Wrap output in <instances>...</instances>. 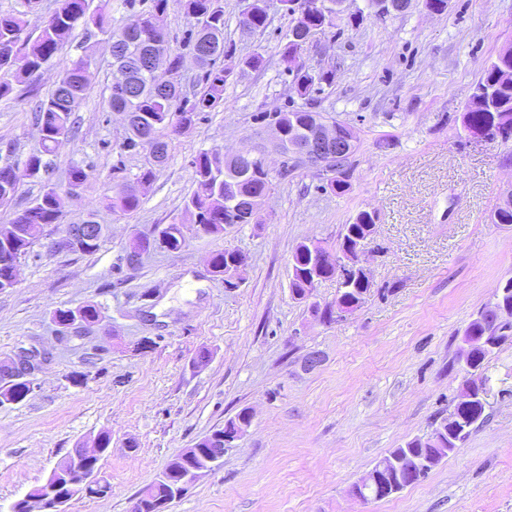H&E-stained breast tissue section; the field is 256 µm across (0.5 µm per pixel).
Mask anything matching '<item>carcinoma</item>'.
<instances>
[{
	"mask_svg": "<svg viewBox=\"0 0 512 512\" xmlns=\"http://www.w3.org/2000/svg\"><path fill=\"white\" fill-rule=\"evenodd\" d=\"M41 0H22L24 10L17 13H0V100L11 96L16 85L21 84L45 66L63 50L72 33L81 28L93 36L100 34L122 44L127 65H133L141 55L151 53L166 62L168 69L179 74L183 51L193 49L202 43L213 45L212 56L199 63L201 75L192 86V91L184 86L172 85L171 89H159L156 77L149 70H137L130 79L138 83L137 92L129 97L122 95L118 75L123 68L112 66V79L109 85V103L112 109L121 110L130 116L127 136L122 146L127 150L145 149L141 137L147 136L165 147L170 146L177 130L188 127L197 113L205 109H214L224 104V85L228 77L224 69L215 68L216 61L229 53L224 44V7L220 0H153L147 8L137 7V0H125L129 15L118 28L108 20V11L112 0H100L94 12H89V0H58L59 7L46 17L37 36L26 33V16L39 9ZM328 0H288V14L298 15L295 22L310 34L326 27L336 26V13L326 7ZM179 8L190 20V28L182 38L180 47L173 48L167 38L166 28L170 7ZM512 47L506 48L498 56L484 65L481 75L474 86L469 107L463 116V128L469 131L483 130L491 133L512 121ZM97 65L91 48L69 61L63 69L55 88L43 97H35L31 111L36 124L40 127L39 148L29 154L26 169L29 176L39 180L40 193L30 206L15 214L10 224L15 229L11 241H0V291L5 289L4 280L10 278L15 265L26 256L31 246L40 237L44 229L52 224H60L63 210L59 189L51 180L54 157L59 142L68 138L79 123L78 112L87 98L90 89V75ZM292 86L297 95L305 100V106L278 113L276 122L289 130L301 127H313L327 119L325 113L317 110L313 94L323 87H330L336 81L333 69L289 68ZM9 165L0 168V206L12 201L16 193V183L9 177ZM160 166L153 159L141 169L133 183L125 185L113 196L103 198V205L115 214L136 212L154 182ZM225 155L212 149L197 154L192 161V177L195 190L185 201L184 211L198 217V221L183 224L174 222L164 227H155L153 233L159 235L167 248L182 250L190 237L194 235H213L224 232L234 224L228 217V209L236 207L241 211L239 223H259L260 211L253 209L251 198L268 193L273 176L265 162L260 160L254 165L251 179L237 185L235 190L228 188L224 180ZM89 181L88 170L79 165L69 167L66 191L83 193ZM374 223L373 213L362 210L354 222L345 225L341 234L340 248L344 253L355 254L359 246L369 243L368 225ZM327 253V247L314 242L298 243L292 253V278L290 289L293 295L301 297L313 290L314 285L307 280L304 272L312 265L317 256ZM214 276L224 280L228 270L236 265V254L224 249L214 253L210 259ZM371 288L368 280H357L348 288L338 290L340 304L350 307L358 304L359 296ZM54 321L64 326L73 325L76 320L85 323H99L102 313L95 303L80 307H59L53 312ZM499 326L495 325L488 310L473 319L465 329L464 336L470 341L476 336L493 334ZM31 381L20 378L0 389V396L8 402H20L30 392ZM455 423L468 425L473 430L484 422L482 405L475 401L468 406L456 404L453 410ZM250 410L243 409L235 417L224 423V428L197 440L190 448L184 449L177 458H185L184 472L205 467L216 448L224 447V432L247 429L251 425ZM452 424L442 421L429 437L413 438L400 448L392 450L394 454L405 456L402 474L389 473L383 476L385 481H400L406 486L412 485L411 469L416 467L420 458L432 459L436 466L448 456L447 448L456 447V442L448 439ZM182 475L167 466L151 482L150 499L145 501L144 512H152L153 500L172 494V486Z\"/></svg>",
	"mask_w": 512,
	"mask_h": 512,
	"instance_id": "obj_1",
	"label": "carcinoma"
}]
</instances>
